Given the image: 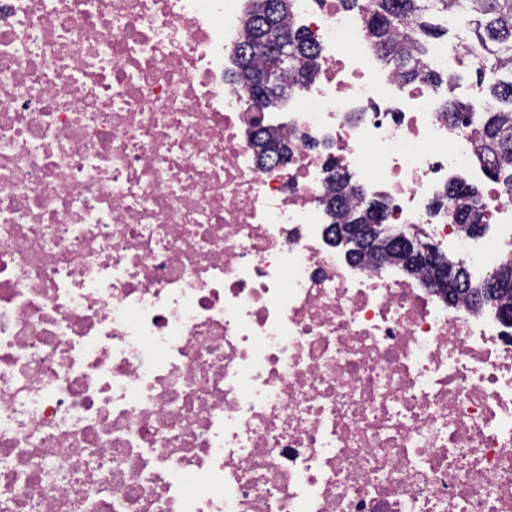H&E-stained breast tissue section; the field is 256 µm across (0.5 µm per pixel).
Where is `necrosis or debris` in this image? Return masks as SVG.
<instances>
[{
  "mask_svg": "<svg viewBox=\"0 0 512 512\" xmlns=\"http://www.w3.org/2000/svg\"><path fill=\"white\" fill-rule=\"evenodd\" d=\"M250 3L0 0V512H512V326L327 250L321 204L338 166L480 282L512 189L362 2L291 0L316 76L247 111ZM446 197L450 200L461 198L467 201V205H465L464 208L462 209L461 200L453 201V217L455 221L457 216L458 223L454 224V226L456 227L457 232L461 233L466 237H471L478 234V230L475 224H483L485 226L487 225L484 224L483 222V215L481 209L479 208L480 195L478 190L474 186L467 185L462 182L450 183L448 184Z\"/></svg>",
  "mask_w": 512,
  "mask_h": 512,
  "instance_id": "1",
  "label": "necrosis or debris"
}]
</instances>
